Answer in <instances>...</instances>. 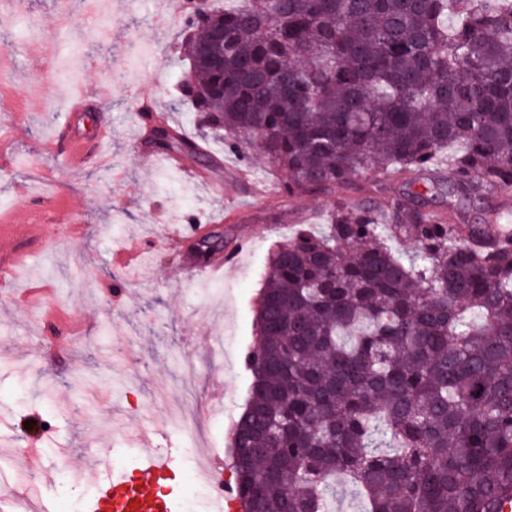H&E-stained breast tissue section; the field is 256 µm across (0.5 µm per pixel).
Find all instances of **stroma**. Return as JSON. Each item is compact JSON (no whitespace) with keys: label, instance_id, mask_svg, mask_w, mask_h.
<instances>
[{"label":"stroma","instance_id":"obj_1","mask_svg":"<svg viewBox=\"0 0 512 512\" xmlns=\"http://www.w3.org/2000/svg\"><path fill=\"white\" fill-rule=\"evenodd\" d=\"M107 25L88 32L82 0H21L0 42L10 63L0 73V98L20 114L10 150L0 165V214L14 216L13 235L0 240V257L27 248L30 264L13 286L47 288L53 324L37 320L20 302L0 300V481L28 484L33 507L62 512V483L90 502L98 488L99 457L119 455L137 469L141 432L163 427L156 447L179 458L176 483L186 489L199 458L224 464L234 425L247 399L250 373L242 358L256 345L255 306L271 248L301 223H327L338 202L357 190L314 195L290 204L281 172L257 152L248 160L207 143L221 167L184 168L143 143L138 93L156 112L194 133V115L177 94L187 63L183 24L161 25L157 9H186V0H110ZM111 86L108 101H91L77 123L91 132L112 125L106 151L111 170H71L43 144L63 124L71 86ZM27 184L46 197L40 234H31ZM223 188V196L208 187ZM224 231L230 242L251 238L223 276L205 275L188 256V221ZM144 242L149 278L121 272L120 249ZM129 295L113 296L116 275ZM44 425L30 458L16 452L30 417ZM200 449L202 457L191 456Z\"/></svg>","mask_w":512,"mask_h":512}]
</instances>
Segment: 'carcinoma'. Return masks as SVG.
Returning <instances> with one entry per match:
<instances>
[{
	"label": "carcinoma",
	"instance_id": "carcinoma-1",
	"mask_svg": "<svg viewBox=\"0 0 512 512\" xmlns=\"http://www.w3.org/2000/svg\"><path fill=\"white\" fill-rule=\"evenodd\" d=\"M191 24L192 111L284 172L288 197L363 173L406 183L272 249L232 432L240 512H335L339 481L366 512H502L512 236L494 232L498 208L456 214L512 188V0H246ZM147 142L199 158L165 118ZM450 146L448 183L415 188ZM439 193L446 215L429 208Z\"/></svg>",
	"mask_w": 512,
	"mask_h": 512
}]
</instances>
